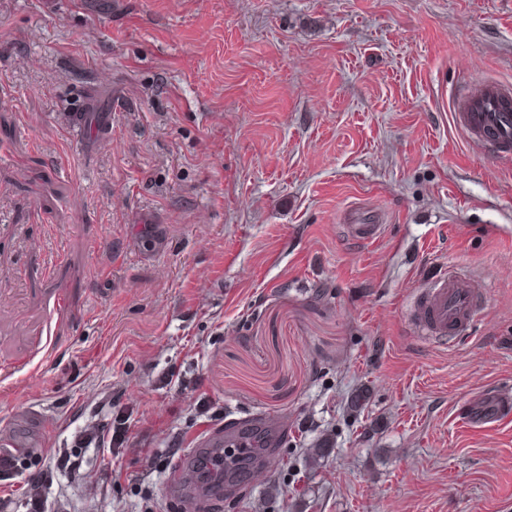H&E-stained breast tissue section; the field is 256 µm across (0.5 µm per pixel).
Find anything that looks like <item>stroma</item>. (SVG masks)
Segmentation results:
<instances>
[{
	"instance_id": "obj_1",
	"label": "stroma",
	"mask_w": 512,
	"mask_h": 512,
	"mask_svg": "<svg viewBox=\"0 0 512 512\" xmlns=\"http://www.w3.org/2000/svg\"><path fill=\"white\" fill-rule=\"evenodd\" d=\"M488 84L512 0H0L7 512L31 479L52 512H173L220 423L264 439L226 512H512V410L467 421L512 396V150L454 118ZM448 268L471 326L419 337Z\"/></svg>"
}]
</instances>
